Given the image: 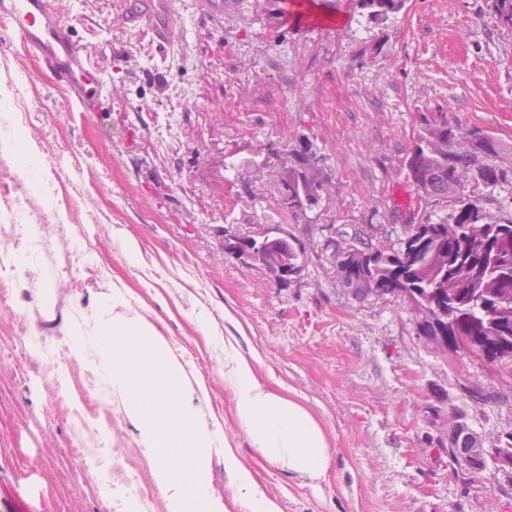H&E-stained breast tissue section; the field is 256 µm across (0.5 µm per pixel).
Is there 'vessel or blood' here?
Masks as SVG:
<instances>
[{"label":"vessel or blood","mask_w":512,"mask_h":512,"mask_svg":"<svg viewBox=\"0 0 512 512\" xmlns=\"http://www.w3.org/2000/svg\"><path fill=\"white\" fill-rule=\"evenodd\" d=\"M184 8L183 0H155L150 9L127 12L125 23L148 30L161 44L171 41L169 27L160 25L158 15L173 16ZM0 23L8 40L17 41L39 53L44 62L59 69L66 82L79 94L101 99L98 67L87 56L67 28L55 23L45 10L44 0H0Z\"/></svg>","instance_id":"b4317fda"}]
</instances>
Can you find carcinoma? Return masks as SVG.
<instances>
[{"mask_svg": "<svg viewBox=\"0 0 512 512\" xmlns=\"http://www.w3.org/2000/svg\"><path fill=\"white\" fill-rule=\"evenodd\" d=\"M375 20H388L405 0H356ZM491 14L512 27V0H491ZM260 20L276 28L292 19L286 0H263ZM501 143L480 131L464 136L441 114L423 118L406 158L408 179L423 187L417 194L422 212L398 247L349 249L339 261L344 286L357 297L402 296L422 313L421 332L450 347L460 338L475 339L492 327L500 344L476 346L487 361L512 365V217L496 218L481 206L482 191L506 181L497 163ZM326 182L308 153L288 169V193L281 205L294 215L316 207ZM452 202L448 214L423 211L431 203ZM288 276L301 272L305 245L288 232Z\"/></svg>", "mask_w": 512, "mask_h": 512, "instance_id": "carcinoma-1", "label": "carcinoma"}]
</instances>
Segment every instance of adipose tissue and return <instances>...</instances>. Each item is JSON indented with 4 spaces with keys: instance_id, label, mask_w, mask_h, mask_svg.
Segmentation results:
<instances>
[{
    "instance_id": "ef3b65f1",
    "label": "adipose tissue",
    "mask_w": 512,
    "mask_h": 512,
    "mask_svg": "<svg viewBox=\"0 0 512 512\" xmlns=\"http://www.w3.org/2000/svg\"><path fill=\"white\" fill-rule=\"evenodd\" d=\"M259 356L244 357L224 346V383L252 448L271 466L312 480L325 475L331 449L323 428L294 399L271 391L256 375Z\"/></svg>"
}]
</instances>
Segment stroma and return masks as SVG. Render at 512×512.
Segmentation results:
<instances>
[{
    "mask_svg": "<svg viewBox=\"0 0 512 512\" xmlns=\"http://www.w3.org/2000/svg\"><path fill=\"white\" fill-rule=\"evenodd\" d=\"M120 2L47 0L102 66L98 111L32 51L0 43V106L44 162L34 186L20 157L0 152V227L13 237L0 258V512H125V489H105L101 474L132 458L154 485L151 512H168L136 420L88 388L96 349L70 342L77 329L91 336L116 288L169 342L194 383L186 402L220 424L280 512H490L504 478L449 477L448 414L462 410L486 437L512 430V379L422 336L407 299L355 296L333 251L404 237L416 197L405 161L423 114L500 140L509 178L482 206L512 213V28L489 0H406L381 22L342 0L338 25L319 28L264 25L255 0L222 13L187 0L162 46L126 28ZM303 148L327 181L318 206L295 216L276 176ZM279 225L306 246L285 286L225 250L226 237ZM202 312L240 353L261 356L265 386L323 427V478L251 448ZM28 334L68 350L47 359ZM478 388L490 398L475 407L467 392ZM82 404L117 416L94 459L70 425ZM208 478L224 512H248L223 457Z\"/></svg>",
    "mask_w": 512,
    "mask_h": 512,
    "instance_id": "35a3bbf8",
    "label": "stroma"
}]
</instances>
